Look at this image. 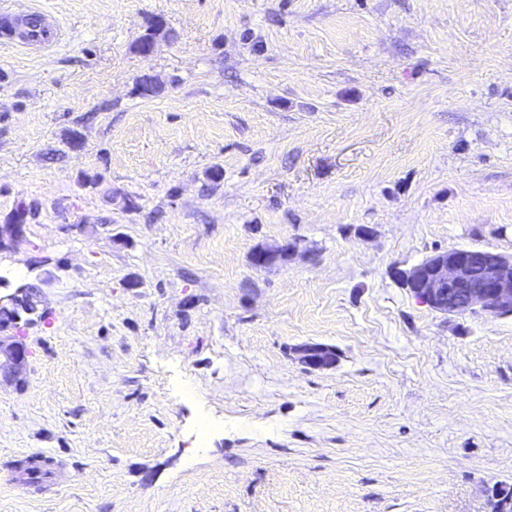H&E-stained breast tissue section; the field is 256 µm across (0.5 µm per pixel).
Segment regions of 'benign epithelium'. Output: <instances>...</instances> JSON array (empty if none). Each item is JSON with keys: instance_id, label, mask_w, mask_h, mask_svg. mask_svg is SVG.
Here are the masks:
<instances>
[{"instance_id": "1", "label": "benign epithelium", "mask_w": 512, "mask_h": 512, "mask_svg": "<svg viewBox=\"0 0 512 512\" xmlns=\"http://www.w3.org/2000/svg\"><path fill=\"white\" fill-rule=\"evenodd\" d=\"M296 248L286 244L276 250L265 248L252 255L258 268L274 263ZM395 279L421 303L446 315L503 313L512 315V255L484 249H448L436 252L408 270L394 271ZM26 289L0 299V308L12 312L11 319L0 323V374L16 375L28 356L22 341L20 322L37 310L38 296H25ZM324 345L299 346V361L311 369H325L330 362Z\"/></svg>"}]
</instances>
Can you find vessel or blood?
Masks as SVG:
<instances>
[{
  "instance_id": "1",
  "label": "vessel or blood",
  "mask_w": 512,
  "mask_h": 512,
  "mask_svg": "<svg viewBox=\"0 0 512 512\" xmlns=\"http://www.w3.org/2000/svg\"><path fill=\"white\" fill-rule=\"evenodd\" d=\"M4 15L9 25L0 31V42L7 46L34 52L49 51L62 38L57 20L35 0H23L22 4L5 10Z\"/></svg>"
}]
</instances>
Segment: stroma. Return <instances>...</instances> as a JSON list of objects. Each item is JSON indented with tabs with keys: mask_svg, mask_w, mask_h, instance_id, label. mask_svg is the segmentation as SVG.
I'll return each instance as SVG.
<instances>
[{
	"mask_svg": "<svg viewBox=\"0 0 512 512\" xmlns=\"http://www.w3.org/2000/svg\"><path fill=\"white\" fill-rule=\"evenodd\" d=\"M40 3L63 43L0 45V227L34 208L0 297L42 312L0 378V512H489L512 316L390 270L512 254V0ZM329 351L335 353L336 358V351L333 348L316 344H304L299 346L297 354L299 361L306 367L311 369H325L330 367L326 365L330 362V356L326 354Z\"/></svg>",
	"mask_w": 512,
	"mask_h": 512,
	"instance_id": "35a3bbf8",
	"label": "stroma"
}]
</instances>
